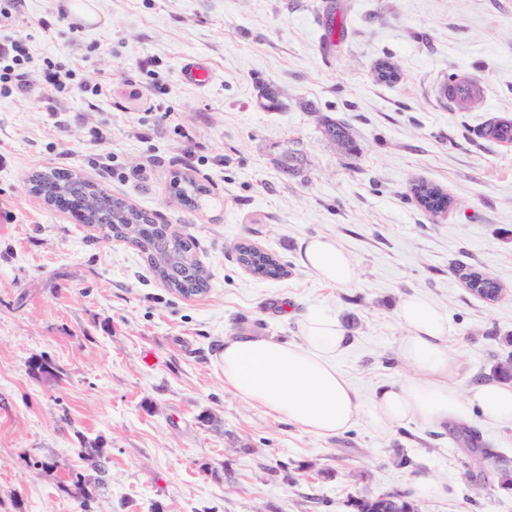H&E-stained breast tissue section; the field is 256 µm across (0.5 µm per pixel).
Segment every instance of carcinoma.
<instances>
[{
    "mask_svg": "<svg viewBox=\"0 0 512 512\" xmlns=\"http://www.w3.org/2000/svg\"><path fill=\"white\" fill-rule=\"evenodd\" d=\"M30 191L43 198L50 206L66 210L82 224L97 228L103 238L124 240L135 246L145 257L155 276L171 291L180 295L201 294L208 288V274L196 257L193 239L158 224L155 217L129 203L125 198L111 194L86 179L79 172L67 168H52L38 172L29 179ZM174 197L181 205L193 208L199 196H207L210 189L194 178L173 177ZM417 203L429 212L448 208V197L433 184L418 182L413 188ZM237 260L255 275L279 278L286 269L272 253L253 244L235 246ZM78 453L92 462L95 477L79 473L73 481V494L80 505L87 506L91 484H105L107 469L101 463V449L80 448ZM355 512H414L413 504L398 493L364 496L353 501Z\"/></svg>",
    "mask_w": 512,
    "mask_h": 512,
    "instance_id": "obj_1",
    "label": "carcinoma"
}]
</instances>
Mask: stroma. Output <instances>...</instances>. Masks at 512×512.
I'll return each mask as SVG.
<instances>
[{"label":"stroma","mask_w":512,"mask_h":512,"mask_svg":"<svg viewBox=\"0 0 512 512\" xmlns=\"http://www.w3.org/2000/svg\"><path fill=\"white\" fill-rule=\"evenodd\" d=\"M97 14L58 19L56 0H22L10 32L28 40L30 97H0V512H81L70 473H90L80 444L101 448L107 483L91 512H354L352 498L403 492L416 474L444 495L419 512H512V427L417 421L379 432L364 422L311 435L224 384V339L291 342L308 313L335 317L349 346L338 365L362 393L402 379L407 334L396 314L421 293L448 311L460 388L493 380L512 356V142L484 138L490 114L512 120V0H90ZM210 80L182 82L181 63ZM393 61L398 82L378 80ZM109 91L87 111L81 92L53 103L46 62ZM485 96L441 103L461 76ZM280 90L262 104L261 84ZM172 106L167 122L155 104ZM344 122L350 147L323 133ZM108 129V143L94 140ZM195 158H183L185 141ZM111 154L112 168L95 165ZM64 167L157 214L193 238L205 293L165 288L133 245L103 239L29 190ZM209 185L196 209L173 201V172ZM449 205L433 214L411 187ZM328 237L358 270L350 288L301 262ZM255 244L287 267L265 280L230 245ZM495 279L489 303L463 275ZM48 364L33 375L31 359ZM409 458L397 464L398 455ZM481 479L470 503L465 472ZM182 80L191 85H204L209 77V69L202 63L195 60L185 61L180 68ZM412 191L417 203L429 212H440L448 207V197L433 184L418 182Z\"/></svg>","instance_id":"35a3bbf8"}]
</instances>
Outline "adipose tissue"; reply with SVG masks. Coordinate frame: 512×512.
Segmentation results:
<instances>
[{"label": "adipose tissue", "instance_id": "1", "mask_svg": "<svg viewBox=\"0 0 512 512\" xmlns=\"http://www.w3.org/2000/svg\"><path fill=\"white\" fill-rule=\"evenodd\" d=\"M302 262L339 288L357 280L353 261L329 238L307 241ZM398 316L408 329L401 351L412 373L370 394H361L338 368L336 358L348 338L336 319L321 314L303 318L302 338L294 343L225 337L224 383L247 402L322 438L339 435L360 419L380 431L411 420L440 428L476 416L512 427V386L478 383L467 392L458 390V366L447 345V310L414 294L400 302Z\"/></svg>", "mask_w": 512, "mask_h": 512}]
</instances>
